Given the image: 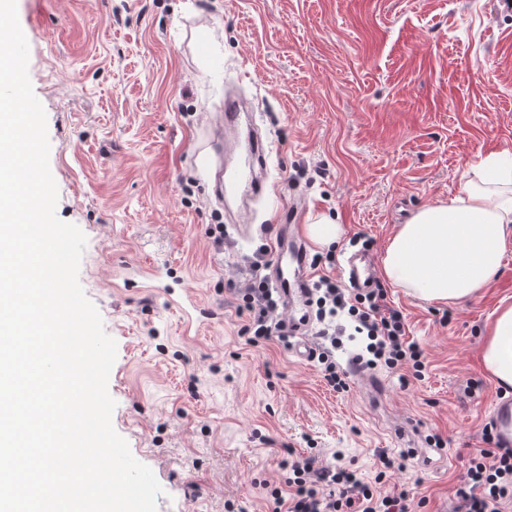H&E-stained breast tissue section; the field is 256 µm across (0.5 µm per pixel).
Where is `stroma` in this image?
<instances>
[{"instance_id": "1", "label": "stroma", "mask_w": 512, "mask_h": 512, "mask_svg": "<svg viewBox=\"0 0 512 512\" xmlns=\"http://www.w3.org/2000/svg\"><path fill=\"white\" fill-rule=\"evenodd\" d=\"M28 75L46 116L56 213L87 242L79 281L117 343L112 424L163 488L157 512H270L309 454L373 481L413 512L452 496L486 427L512 410L480 370L484 326L512 301V254L483 291L432 305L388 288L421 379L385 370L327 385L293 346L246 345L244 287L289 205L345 233L310 251L315 277L349 283L346 257L380 258L399 224L453 197L484 156L512 150V13L495 0H17ZM254 106L263 190L218 200L201 169L225 89ZM224 227L216 248L209 227ZM311 348L347 369L368 339L347 315ZM380 390H373L372 380Z\"/></svg>"}]
</instances>
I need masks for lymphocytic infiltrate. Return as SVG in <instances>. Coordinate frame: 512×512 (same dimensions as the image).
Returning a JSON list of instances; mask_svg holds the SVG:
<instances>
[{
    "label": "lymphocytic infiltrate",
    "instance_id": "1",
    "mask_svg": "<svg viewBox=\"0 0 512 512\" xmlns=\"http://www.w3.org/2000/svg\"><path fill=\"white\" fill-rule=\"evenodd\" d=\"M259 263H252L255 277L241 294L251 320L244 332L248 344L281 338L284 325L273 318L279 304L267 282L258 278ZM318 306L322 315L336 316L345 311L352 317L355 330L369 339L370 359L358 360L359 370L384 364L397 371L411 365L423 367V351L407 340L401 312L389 308L384 292L376 288L366 293L349 294L335 282L324 279L317 285ZM286 486H271L267 497L272 512H410L409 490L380 495L355 472L333 465H319L308 456L290 465ZM512 503V446L497 442L495 447L480 448L469 459L460 488L453 494L450 512H503Z\"/></svg>",
    "mask_w": 512,
    "mask_h": 512
}]
</instances>
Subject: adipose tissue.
I'll return each mask as SVG.
<instances>
[{
	"instance_id": "ef3b65f1",
	"label": "adipose tissue",
	"mask_w": 512,
	"mask_h": 512,
	"mask_svg": "<svg viewBox=\"0 0 512 512\" xmlns=\"http://www.w3.org/2000/svg\"><path fill=\"white\" fill-rule=\"evenodd\" d=\"M512 248V155L492 154L460 193L426 205L399 225L381 256L387 282L429 302L453 305L481 291ZM483 371L512 393V303H501L485 330Z\"/></svg>"
}]
</instances>
